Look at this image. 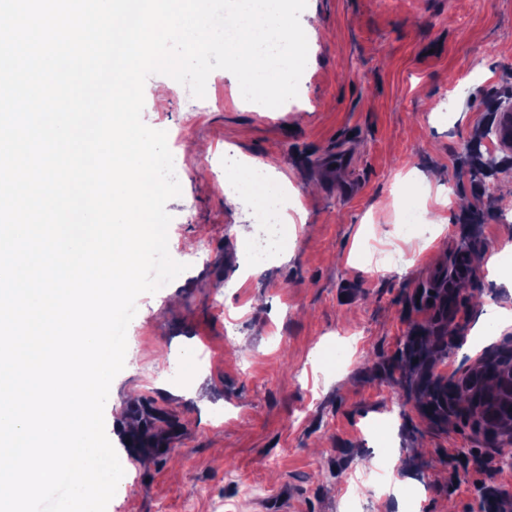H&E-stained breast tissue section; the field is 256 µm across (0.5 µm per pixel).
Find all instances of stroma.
Wrapping results in <instances>:
<instances>
[{"instance_id": "stroma-1", "label": "stroma", "mask_w": 512, "mask_h": 512, "mask_svg": "<svg viewBox=\"0 0 512 512\" xmlns=\"http://www.w3.org/2000/svg\"><path fill=\"white\" fill-rule=\"evenodd\" d=\"M298 96L245 101L213 71L206 95L145 84L181 194L166 209L185 271L136 301L106 433L127 464L107 512H485L512 470L462 408L430 417L434 379L512 349L479 343L512 308V0H308ZM272 163L294 221L256 256L260 211L228 209L224 156ZM350 165L337 168V155ZM499 254L490 277L474 254ZM455 287L440 315L438 274ZM159 444L128 443L140 411ZM512 110L510 106L499 109L496 118V145L499 149L510 152L512 148ZM511 144V147H510Z\"/></svg>"}]
</instances>
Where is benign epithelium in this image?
<instances>
[{
    "label": "benign epithelium",
    "mask_w": 512,
    "mask_h": 512,
    "mask_svg": "<svg viewBox=\"0 0 512 512\" xmlns=\"http://www.w3.org/2000/svg\"><path fill=\"white\" fill-rule=\"evenodd\" d=\"M469 396L466 405L477 424L493 440L512 437V421L496 415L499 405L512 408V360L480 361L462 384Z\"/></svg>",
    "instance_id": "obj_1"
}]
</instances>
